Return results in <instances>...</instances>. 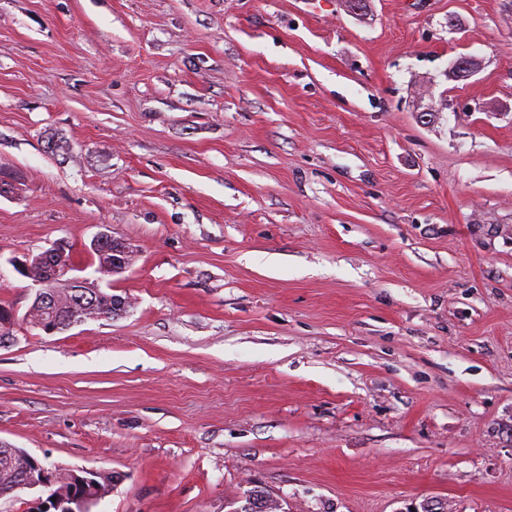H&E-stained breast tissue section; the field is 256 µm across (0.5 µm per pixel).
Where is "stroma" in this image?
I'll list each match as a JSON object with an SVG mask.
<instances>
[{
  "label": "stroma",
  "instance_id": "stroma-1",
  "mask_svg": "<svg viewBox=\"0 0 512 512\" xmlns=\"http://www.w3.org/2000/svg\"><path fill=\"white\" fill-rule=\"evenodd\" d=\"M0 181V441L91 512H512V0H0ZM107 241L110 244H112V247H101L100 249L97 250H91V252L96 256L98 264L106 262L112 265V268L106 269H108L110 271V274L113 276L114 274L122 273L126 269V265L127 267L130 265L132 261V256L130 255L125 258L126 264L124 259L118 258L127 255V253L129 252V247L126 245V243L112 238V235L107 233H102L99 236H97L92 241L91 248L95 249L100 244H103ZM63 250V246L58 244L51 248L47 253V250H45L37 255H31L32 276L35 279H40H30L33 287L35 288V296L31 303L32 306H40L42 304L45 305L50 301H53L54 294L51 289H47V287H51L53 288V290H55L57 294V298L55 301V309L72 314L74 313V311L82 310V300H84V304H87V297L84 298V295L87 294L85 292V289L93 288V305H99V308L103 311L112 310V314L120 312L122 309H124V299H122L120 296L104 292L99 286L98 280H92L90 278H81L77 282L76 280L69 277L71 266L76 268L73 265H68L67 267H64L61 271L59 270V268H57V273L61 274L58 279V282L64 285L65 288H54L56 286L55 267L58 264H55V260L53 261V263H48L46 261L42 263L37 259L40 257V255L44 254L43 258H46L51 261L53 260V258L55 259L56 256L58 255L57 257L59 264L63 266L64 264H66V262H70V256L68 254H66L65 256L61 255L63 253ZM76 283L79 285H74L73 288L70 287L71 285ZM80 285L86 288H82L80 287ZM70 474L72 482L79 489L78 494L62 497L49 491L45 499H37L28 505L32 504L36 512H86L90 505L95 504L102 495V493H95L97 486L95 478L99 473L95 469L81 468L71 469ZM53 497H56L55 501H52ZM282 504L261 490H251L245 496V503L235 512H284Z\"/></svg>",
  "mask_w": 512,
  "mask_h": 512
}]
</instances>
